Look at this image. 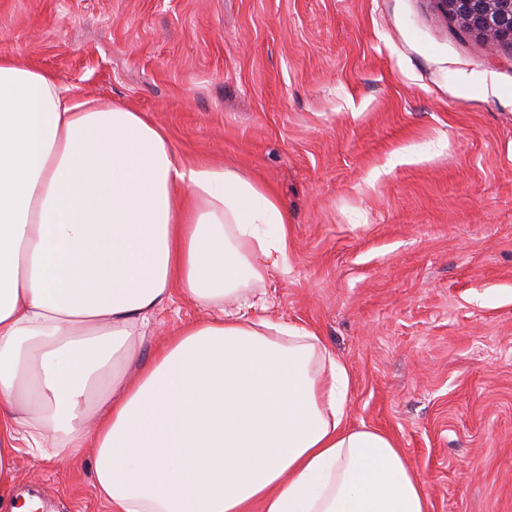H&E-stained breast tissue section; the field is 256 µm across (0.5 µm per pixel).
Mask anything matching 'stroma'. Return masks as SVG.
<instances>
[{
    "label": "stroma",
    "instance_id": "obj_1",
    "mask_svg": "<svg viewBox=\"0 0 512 512\" xmlns=\"http://www.w3.org/2000/svg\"><path fill=\"white\" fill-rule=\"evenodd\" d=\"M144 112L188 165L273 194L267 317L346 368L349 426L392 438L430 512H512V47L430 0H0V52ZM211 310L181 290L156 339ZM21 452L15 495L107 512L94 451Z\"/></svg>",
    "mask_w": 512,
    "mask_h": 512
}]
</instances>
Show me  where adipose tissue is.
Segmentation results:
<instances>
[{
    "instance_id": "adipose-tissue-1",
    "label": "adipose tissue",
    "mask_w": 512,
    "mask_h": 512,
    "mask_svg": "<svg viewBox=\"0 0 512 512\" xmlns=\"http://www.w3.org/2000/svg\"><path fill=\"white\" fill-rule=\"evenodd\" d=\"M287 218L238 172L179 163L135 109L0 55V512L20 449L94 445L110 512H428L386 434L347 424L320 336L248 319ZM214 315L137 350L173 285Z\"/></svg>"
}]
</instances>
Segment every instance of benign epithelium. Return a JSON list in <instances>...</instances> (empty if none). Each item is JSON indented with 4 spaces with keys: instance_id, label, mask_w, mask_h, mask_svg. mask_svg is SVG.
<instances>
[{
    "instance_id": "7a95c632",
    "label": "benign epithelium",
    "mask_w": 512,
    "mask_h": 512,
    "mask_svg": "<svg viewBox=\"0 0 512 512\" xmlns=\"http://www.w3.org/2000/svg\"><path fill=\"white\" fill-rule=\"evenodd\" d=\"M445 18L461 24L466 32L496 46L512 44V0H432Z\"/></svg>"
}]
</instances>
